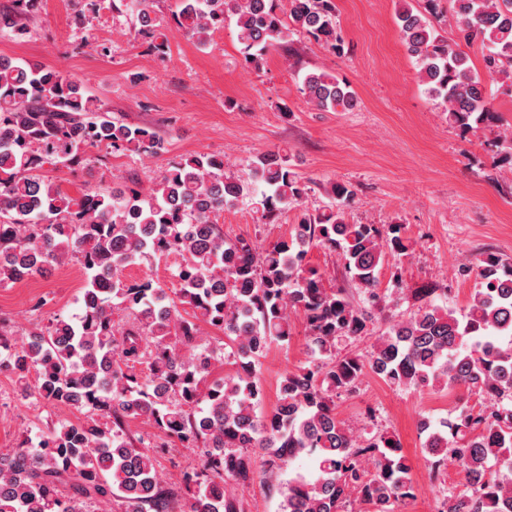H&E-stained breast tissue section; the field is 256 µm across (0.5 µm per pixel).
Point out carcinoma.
Instances as JSON below:
<instances>
[{"label":"carcinoma","instance_id":"1","mask_svg":"<svg viewBox=\"0 0 512 512\" xmlns=\"http://www.w3.org/2000/svg\"><path fill=\"white\" fill-rule=\"evenodd\" d=\"M40 2L11 0L0 11V34L28 36ZM153 2L136 0L138 34L159 53L176 34L204 45L231 17L250 63L293 29L342 49L330 0H178L167 17ZM451 2L459 39L483 47L488 74L512 81V0ZM397 21L448 121L468 130L488 120L491 99L460 43L409 7ZM302 86L323 110L357 103L346 82L324 71L307 72ZM130 148L154 156L164 141L113 117L77 78L23 59L0 61V285L69 262L85 275L74 315L53 316L19 344L0 325V372L25 396L81 415L0 454V512H245L229 487L247 488L303 454L311 473L278 487L282 512H353L355 505L401 512L417 487L400 442L378 431L371 406L357 435L336 413V399L354 395L368 371L397 389L464 390L449 416L420 422L437 512H512L511 262L494 254L483 260L479 288L461 314L436 303V286L412 289L394 278L391 293L412 300L413 310L377 336L368 355L346 353L387 305L379 275L385 258L407 252L401 225L384 231L347 222L352 191L338 183L336 207L259 251L224 240L216 224L245 191L224 174L220 154L182 158L145 191L120 185L72 196L45 175L47 166L91 161L92 149ZM250 168L263 187L256 205L265 219L300 203L304 189L286 158L265 153ZM315 245L340 250L362 302L326 287L324 273L306 266ZM171 254L182 258L171 294L152 278L122 277L128 266ZM293 310L303 314L310 360L281 377L277 406L262 414L259 360L272 344L290 341ZM204 325L224 332V348L204 340ZM219 364L228 370L217 378ZM136 421L154 429L152 439L130 433ZM168 439L199 451L182 491L158 476L152 449ZM450 465L463 476L458 493L445 488Z\"/></svg>","mask_w":512,"mask_h":512}]
</instances>
